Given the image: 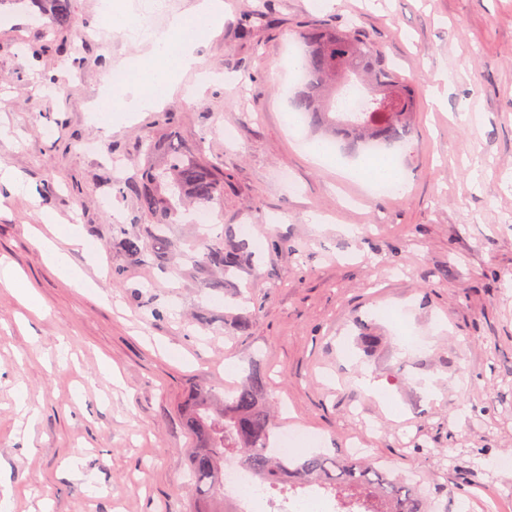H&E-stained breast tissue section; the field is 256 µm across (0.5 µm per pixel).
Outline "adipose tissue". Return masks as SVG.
<instances>
[{
  "mask_svg": "<svg viewBox=\"0 0 512 512\" xmlns=\"http://www.w3.org/2000/svg\"><path fill=\"white\" fill-rule=\"evenodd\" d=\"M223 23L224 0H197L189 13L173 16L166 30H146L145 41L150 50L130 65L133 76L125 87L119 113L157 108L180 89L195 94V87L183 86L182 78L199 63L195 55L199 40ZM37 245L47 264L77 292L94 288L93 279L72 264L68 251H62L53 240L43 236L38 237Z\"/></svg>",
  "mask_w": 512,
  "mask_h": 512,
  "instance_id": "obj_1",
  "label": "adipose tissue"
}]
</instances>
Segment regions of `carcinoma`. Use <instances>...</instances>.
<instances>
[{"label":"carcinoma","mask_w":512,"mask_h":512,"mask_svg":"<svg viewBox=\"0 0 512 512\" xmlns=\"http://www.w3.org/2000/svg\"><path fill=\"white\" fill-rule=\"evenodd\" d=\"M59 27L71 25L69 0H32ZM302 43V81L290 101L291 110L307 118L315 132L336 142L354 158L372 148H405L411 142L415 89L400 75L383 48L357 26L306 27ZM366 88L362 112L351 119L336 102L352 78ZM147 159L145 181L138 190L147 221L135 234L122 233L116 245L135 263L151 258L166 262L169 242L163 228L188 200L207 208L224 196V169L216 158L188 151L173 138L166 144L143 142ZM246 240L222 234L200 243L198 272L206 288H234L237 273L251 265ZM263 375L253 367L232 394L222 400L212 390L192 391L185 417L196 448L191 474L196 495L192 512H232L224 499V460L234 456L260 482L288 499L316 486L331 493L336 512H421V488L362 462H343L328 453L281 459L270 451L271 415L266 407Z\"/></svg>","instance_id":"cac0c4a2"}]
</instances>
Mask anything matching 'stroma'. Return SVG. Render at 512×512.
<instances>
[{"mask_svg":"<svg viewBox=\"0 0 512 512\" xmlns=\"http://www.w3.org/2000/svg\"><path fill=\"white\" fill-rule=\"evenodd\" d=\"M204 38L199 95L107 127L104 79L143 47L101 28V0H71L72 27L24 0L0 6V164L35 185L0 204V259L34 284L32 315L0 285V482L11 512H187L192 439L184 398L223 391L259 363L276 426L347 454L358 438L393 474L426 479L423 512H512V0H224ZM267 18L249 38L241 24ZM358 25L416 88L418 121L394 163L404 191L380 195L315 160L308 125L285 119L295 33ZM176 137L224 160L211 211L256 257L237 283L205 288L200 229L169 225L164 266L114 245L138 230L145 138ZM49 207L80 224L106 268L79 293L43 260L32 230ZM402 312L417 350L384 312ZM251 316L247 333L236 312ZM379 344L363 351L358 321ZM233 359V374L223 371ZM111 361L122 377L103 369ZM369 372L376 394L355 382ZM25 393L36 411L15 407Z\"/></svg>","mask_w":512,"mask_h":512,"instance_id":"stroma-1","label":"stroma"}]
</instances>
